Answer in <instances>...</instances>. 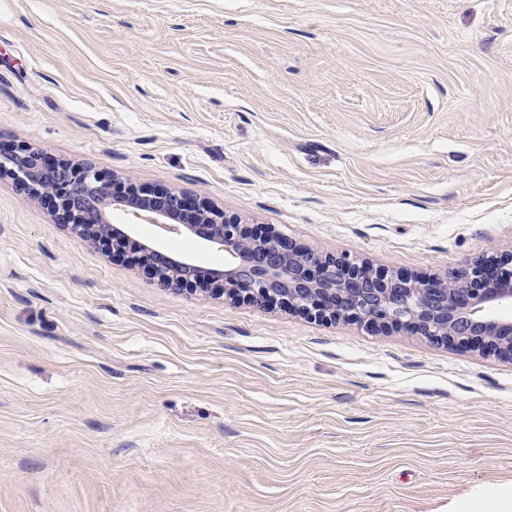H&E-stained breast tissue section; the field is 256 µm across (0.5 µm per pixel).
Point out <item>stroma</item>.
Here are the masks:
<instances>
[{
  "label": "stroma",
  "mask_w": 512,
  "mask_h": 512,
  "mask_svg": "<svg viewBox=\"0 0 512 512\" xmlns=\"http://www.w3.org/2000/svg\"><path fill=\"white\" fill-rule=\"evenodd\" d=\"M13 144L374 268L506 256L512 0H0ZM475 497L512 500V360L159 288L0 180V512Z\"/></svg>",
  "instance_id": "stroma-1"
}]
</instances>
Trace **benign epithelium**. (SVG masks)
Here are the masks:
<instances>
[{
	"label": "benign epithelium",
	"mask_w": 512,
	"mask_h": 512,
	"mask_svg": "<svg viewBox=\"0 0 512 512\" xmlns=\"http://www.w3.org/2000/svg\"><path fill=\"white\" fill-rule=\"evenodd\" d=\"M5 177L22 200H44L59 223L115 256L130 252L132 237L113 231L107 219L112 209L224 252V270L217 271L138 243L139 262L163 288L207 287L259 309L279 306L327 323L356 320L375 335L398 331L512 357V255L442 277L389 274L345 256L303 249L270 227L250 228L200 198L138 187L91 162L52 159L25 144L0 146V178Z\"/></svg>",
	"instance_id": "7a95c632"
}]
</instances>
